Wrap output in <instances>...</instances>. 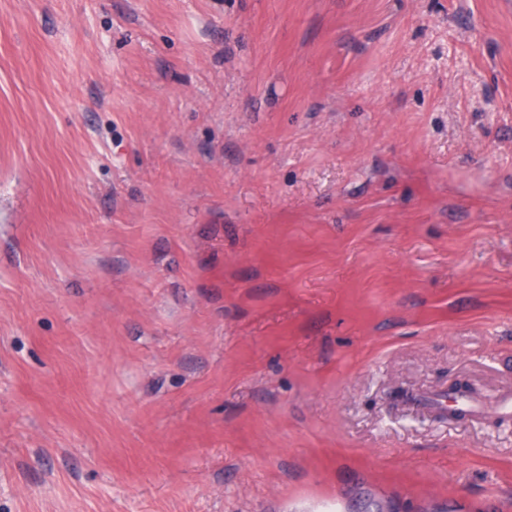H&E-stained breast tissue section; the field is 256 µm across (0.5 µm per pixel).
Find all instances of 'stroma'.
Listing matches in <instances>:
<instances>
[{
    "mask_svg": "<svg viewBox=\"0 0 512 512\" xmlns=\"http://www.w3.org/2000/svg\"><path fill=\"white\" fill-rule=\"evenodd\" d=\"M502 395L512 0H0V512H512Z\"/></svg>",
    "mask_w": 512,
    "mask_h": 512,
    "instance_id": "stroma-1",
    "label": "stroma"
}]
</instances>
